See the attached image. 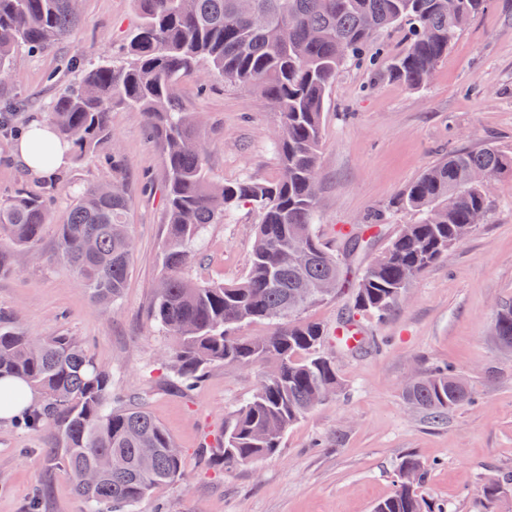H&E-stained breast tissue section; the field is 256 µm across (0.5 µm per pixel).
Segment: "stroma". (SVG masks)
Listing matches in <instances>:
<instances>
[{
  "instance_id": "obj_1",
  "label": "stroma",
  "mask_w": 512,
  "mask_h": 512,
  "mask_svg": "<svg viewBox=\"0 0 512 512\" xmlns=\"http://www.w3.org/2000/svg\"><path fill=\"white\" fill-rule=\"evenodd\" d=\"M137 22L134 0H82L73 36L41 52L19 49L12 78L0 87L1 100L20 106L15 125L46 120L60 89L78 82L81 65L102 53L122 56ZM406 42V28L379 32L372 41L377 63L342 71L325 101L317 221L325 242H333L334 226L376 214L384 226L376 246L384 248L413 219L393 209V199L436 160L487 144L512 153V0H488L418 90L387 75ZM176 102L202 120L213 182L279 177L270 147L278 114L257 91L220 80L207 85L189 73ZM146 127L143 113L114 108L112 140L99 157L69 155L47 179L33 176L15 153V138L0 133V196L45 190L51 210L39 258H15L13 270L0 274V311L15 314L29 335L79 340L109 374L113 392L140 398L183 450L184 479L155 489L137 512H372L393 494V471L407 455L429 470L423 495L447 512H512V496L493 505L479 496L484 475L512 472V353L492 334L497 309L512 301V173L492 183L488 214L465 242L418 278L389 316L364 318L381 345L337 353L343 391L292 426L277 455L216 472L196 450L223 433L254 392L258 372L218 367L187 395L165 380L171 340L149 314L161 274L165 178ZM115 154L132 200L135 248L126 288L106 307L57 258L56 241L71 190L111 181ZM258 223L243 206L209 225L190 274L202 282L242 276ZM445 364L468 378L475 401L437 425L407 403L403 388ZM35 495L39 512L80 510L71 474L44 434L1 420L0 512H27Z\"/></svg>"
}]
</instances>
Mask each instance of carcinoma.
<instances>
[{
  "instance_id": "cac0c4a2",
  "label": "carcinoma",
  "mask_w": 512,
  "mask_h": 512,
  "mask_svg": "<svg viewBox=\"0 0 512 512\" xmlns=\"http://www.w3.org/2000/svg\"><path fill=\"white\" fill-rule=\"evenodd\" d=\"M139 22L129 60L106 55L89 65L81 81L55 99L50 122L80 157L98 154L112 138V108L145 114L161 148L166 174L167 238L163 274L151 316L174 344L165 352L166 380L193 392L218 366L258 367L259 385L224 427V438L200 452L224 468L254 461L281 448L288 428L341 391L336 357L325 343L356 352L373 340L356 316L388 315L413 282L472 233L471 215L488 211L489 185L512 171V156L495 146L453 153L428 167L402 192L394 207L414 212L380 252H369L381 230L361 224L337 231L339 251L320 241L319 154L322 115L336 77L362 59L375 33L407 26L406 47L390 76L416 90L486 0H136ZM259 14L263 23L251 18ZM80 21L72 0H0V71L13 69L15 50H43L75 31ZM207 66L203 79L259 88L280 114L272 137L281 175L273 182L245 177L213 183L205 169L200 128L176 105L180 76ZM130 197L121 177L87 185L59 225L57 253L99 304L116 302L125 287L134 242ZM241 206L261 214L250 263L238 279L217 284L192 280L191 246L209 224ZM51 212L45 194L19 190L0 200V270L7 249H39ZM329 283L325 293L321 285ZM346 289L354 313L330 333L302 311ZM276 322L267 336H241V327ZM494 333L512 348V304L499 309ZM18 377L40 394L39 406L16 420L21 430L52 428L51 447L64 453L82 512H135L152 490L183 475L184 454L134 398L112 396L110 378L70 336L36 339L0 312V379ZM404 397L442 424L448 412L474 401L449 365H435L409 383ZM150 449L145 453L144 449ZM107 467L93 485L83 482L101 459ZM413 473L407 482L402 472ZM428 468L412 457L397 465L396 490L374 512H444L419 488ZM512 487V474L481 485L493 504Z\"/></svg>"
}]
</instances>
